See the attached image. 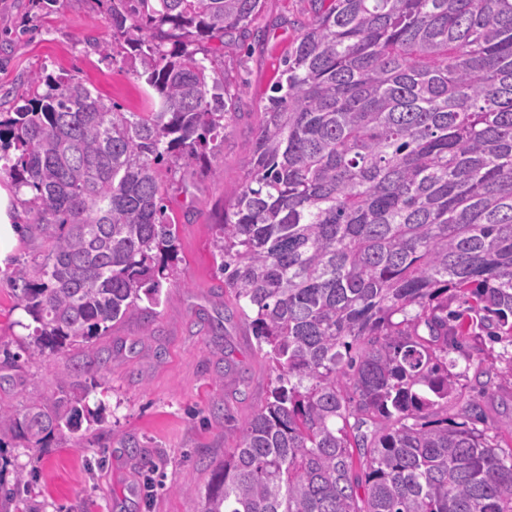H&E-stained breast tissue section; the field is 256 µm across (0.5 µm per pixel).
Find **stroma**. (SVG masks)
<instances>
[{"instance_id": "1", "label": "stroma", "mask_w": 512, "mask_h": 512, "mask_svg": "<svg viewBox=\"0 0 512 512\" xmlns=\"http://www.w3.org/2000/svg\"><path fill=\"white\" fill-rule=\"evenodd\" d=\"M107 0H58L52 12L34 0H0V112L28 93L38 72L78 76L123 111L145 109L137 61L124 49L104 60L92 44L112 37ZM311 0H264L253 32L231 46L205 48L218 75L237 96L236 118L199 164L163 174L165 212L177 228L178 259L161 282L151 322L115 324L90 346L67 355L33 352L0 380V404L26 406L33 394L58 393L62 366L73 392L102 421L46 438L38 477L10 512H201L213 469L235 448L246 420L265 403L274 379L246 321L227 311L217 272L213 224L243 177L259 112L283 60L312 15ZM40 239L18 236L0 259V350L30 341V317L18 307L9 276L44 258ZM459 357L489 371L497 386L478 394L461 378L462 398L479 397L483 417L512 416V341L491 325L459 339Z\"/></svg>"}]
</instances>
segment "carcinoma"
I'll list each match as a JSON object with an SVG mask.
<instances>
[{
  "label": "carcinoma",
  "mask_w": 512,
  "mask_h": 512,
  "mask_svg": "<svg viewBox=\"0 0 512 512\" xmlns=\"http://www.w3.org/2000/svg\"><path fill=\"white\" fill-rule=\"evenodd\" d=\"M147 110L38 75L0 113V172L32 194L44 261L10 283L53 354L152 316L177 253L162 174L207 161L234 95L198 57L263 0H109ZM260 113L213 245L275 373L212 472L203 512H512V451L456 403L448 291L512 332V0H320ZM147 301L142 306L140 302ZM0 406L28 466L76 430L68 397Z\"/></svg>",
  "instance_id": "obj_1"
}]
</instances>
